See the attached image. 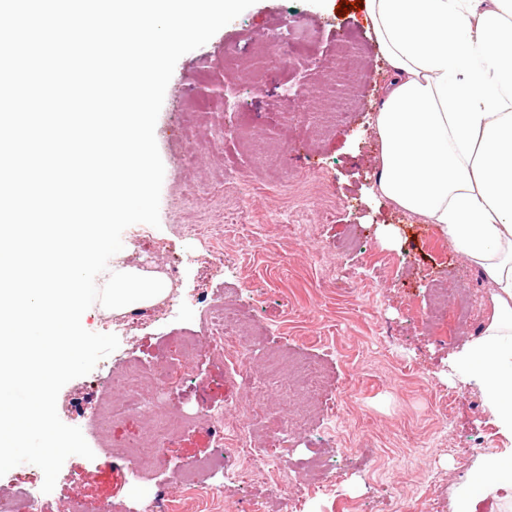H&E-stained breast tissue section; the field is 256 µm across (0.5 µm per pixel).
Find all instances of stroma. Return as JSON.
Masks as SVG:
<instances>
[{
  "instance_id": "35a3bbf8",
  "label": "stroma",
  "mask_w": 512,
  "mask_h": 512,
  "mask_svg": "<svg viewBox=\"0 0 512 512\" xmlns=\"http://www.w3.org/2000/svg\"><path fill=\"white\" fill-rule=\"evenodd\" d=\"M339 0H256L205 45L182 56L167 86L155 137L165 168L160 225L125 231L124 264H180L178 289L189 300L169 314H146L89 374L69 381L57 399L67 425L79 427L93 458L71 456L52 492L42 490L37 466L21 464L0 476V500L27 491L40 512H58L78 497L86 512H141L145 496L164 495L170 512H512V482L471 487L490 460H512V435L501 431L480 379L461 377L457 363L475 340L465 324L434 319L433 285L481 299L488 324L495 288L459 257L438 225L426 224L379 198L374 121L390 67L366 11L337 13ZM292 29L297 51L267 65L264 95L249 94L250 70L224 64L226 53L254 51L256 39ZM357 47L352 105L327 118L321 110L342 46ZM251 129L250 141L239 134ZM287 146L279 162L262 146ZM196 153L193 168L181 164ZM242 195L237 224L224 249L235 265L215 263L207 239L187 232L224 198ZM412 260L383 265L374 253ZM250 322L255 343L243 372L200 347L183 356L184 339L200 336L217 303ZM307 361L316 371L314 403L336 401L335 416H298L295 381L266 372L269 352ZM129 364L183 365L168 395L186 416L223 412L225 433L245 431L265 450L288 438L277 469L281 486L264 473L244 477L232 456L219 473H202L207 499L182 496L178 471L227 451L204 425L180 430L164 466L136 476L138 460L117 447L146 439L149 406L126 412L107 431L94 422L105 401L122 404L106 385ZM455 397L442 407L441 397ZM264 396L275 419L254 427L249 406Z\"/></svg>"
}]
</instances>
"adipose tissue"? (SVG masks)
<instances>
[{"instance_id":"1","label":"adipose tissue","mask_w":512,"mask_h":512,"mask_svg":"<svg viewBox=\"0 0 512 512\" xmlns=\"http://www.w3.org/2000/svg\"><path fill=\"white\" fill-rule=\"evenodd\" d=\"M390 68L375 127L376 190L440 225L494 283V314L462 354L512 432V0H365Z\"/></svg>"}]
</instances>
